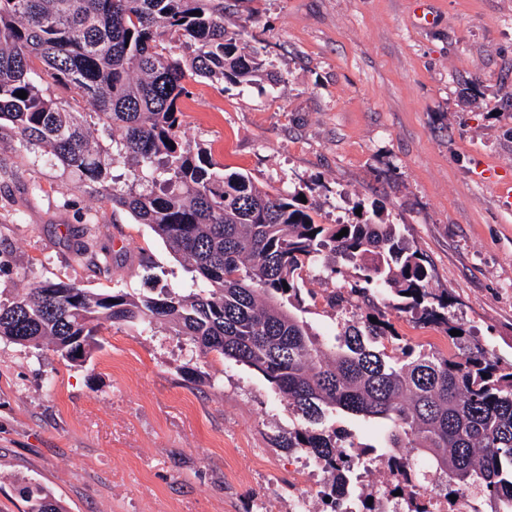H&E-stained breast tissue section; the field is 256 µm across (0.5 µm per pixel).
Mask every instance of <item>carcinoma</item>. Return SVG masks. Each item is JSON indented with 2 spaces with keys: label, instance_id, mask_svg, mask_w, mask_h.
Segmentation results:
<instances>
[{
  "label": "carcinoma",
  "instance_id": "carcinoma-1",
  "mask_svg": "<svg viewBox=\"0 0 512 512\" xmlns=\"http://www.w3.org/2000/svg\"><path fill=\"white\" fill-rule=\"evenodd\" d=\"M241 36L225 24L222 0H0V131L99 184L112 207L148 225L194 272L182 293L34 283L0 301V339L35 350L50 343L62 359L83 363L106 323L167 322L202 353L261 373L302 413L309 425L288 433L282 447L308 454L330 474L322 496L331 512H344L337 482L372 452L314 428L333 413L387 431L379 461L394 480L382 496L394 500L401 491L405 512H428L430 489L445 497L475 492L490 512H512V362L480 347L430 357L399 345L389 354L384 342L396 335L379 311L348 322L328 345L293 313L303 269L331 256L361 271L350 294L389 293L394 310L445 326L457 344L467 331L448 322V300L429 288L426 261L400 226L378 214L320 224L315 204L299 193L227 174L205 148L183 139L187 78L250 86L268 76L263 60L240 48ZM168 38L175 45L165 48ZM49 79L79 92L93 125L112 136V151L80 114L44 93ZM21 90L27 98L17 97ZM118 162L142 174V189L106 185ZM71 240L78 264L110 272L98 225H79ZM26 503V512H62L40 487L26 490Z\"/></svg>",
  "mask_w": 512,
  "mask_h": 512
}]
</instances>
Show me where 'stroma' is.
<instances>
[{"label":"stroma","mask_w":512,"mask_h":512,"mask_svg":"<svg viewBox=\"0 0 512 512\" xmlns=\"http://www.w3.org/2000/svg\"><path fill=\"white\" fill-rule=\"evenodd\" d=\"M245 51L272 77L188 80L182 131L225 171L304 192L322 224L382 212L428 260L462 346L512 360V0H224ZM95 224L111 275L76 264L67 229ZM304 274L300 318L332 342L355 313L328 305L345 265ZM192 274L148 225L40 150L0 138V300L44 281L139 295ZM401 344L451 352L443 330L390 307ZM77 365L51 345L0 340V512L40 486L63 512H323V471L282 448L306 421L260 373L201 354L158 323L104 325ZM322 427L382 448L386 433L339 414Z\"/></svg>","instance_id":"1"}]
</instances>
